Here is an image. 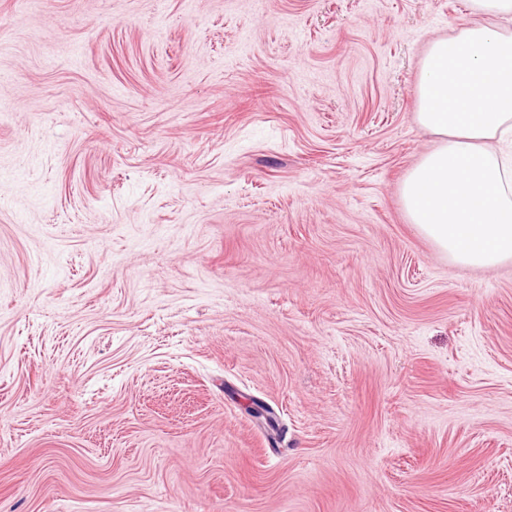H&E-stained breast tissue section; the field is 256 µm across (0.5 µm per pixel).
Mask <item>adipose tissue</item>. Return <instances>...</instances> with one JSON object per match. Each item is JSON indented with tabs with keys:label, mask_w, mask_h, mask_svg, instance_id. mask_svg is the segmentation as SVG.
Segmentation results:
<instances>
[{
	"label": "adipose tissue",
	"mask_w": 512,
	"mask_h": 512,
	"mask_svg": "<svg viewBox=\"0 0 512 512\" xmlns=\"http://www.w3.org/2000/svg\"><path fill=\"white\" fill-rule=\"evenodd\" d=\"M427 47L416 121L438 138L401 183L409 221L455 264L512 261V0Z\"/></svg>",
	"instance_id": "ef3b65f1"
}]
</instances>
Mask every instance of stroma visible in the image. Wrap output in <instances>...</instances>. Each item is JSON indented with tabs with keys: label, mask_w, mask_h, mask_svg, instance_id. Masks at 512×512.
Instances as JSON below:
<instances>
[{
	"label": "stroma",
	"mask_w": 512,
	"mask_h": 512,
	"mask_svg": "<svg viewBox=\"0 0 512 512\" xmlns=\"http://www.w3.org/2000/svg\"><path fill=\"white\" fill-rule=\"evenodd\" d=\"M471 19L0 0V512H512V263L400 195Z\"/></svg>",
	"instance_id": "stroma-1"
}]
</instances>
